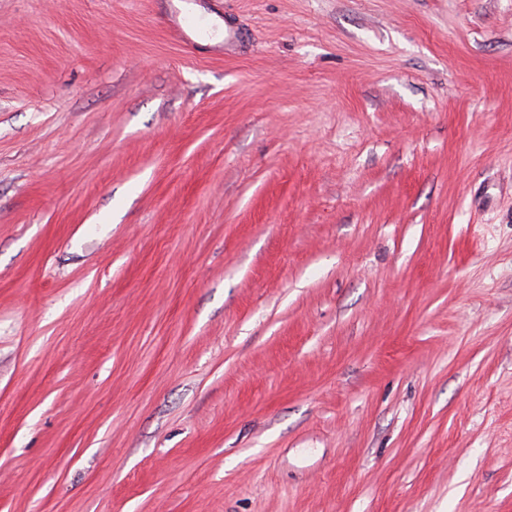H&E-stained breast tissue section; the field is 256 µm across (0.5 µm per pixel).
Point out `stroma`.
Instances as JSON below:
<instances>
[{"mask_svg":"<svg viewBox=\"0 0 512 512\" xmlns=\"http://www.w3.org/2000/svg\"><path fill=\"white\" fill-rule=\"evenodd\" d=\"M0 512H512V0H0Z\"/></svg>","mask_w":512,"mask_h":512,"instance_id":"stroma-1","label":"stroma"}]
</instances>
